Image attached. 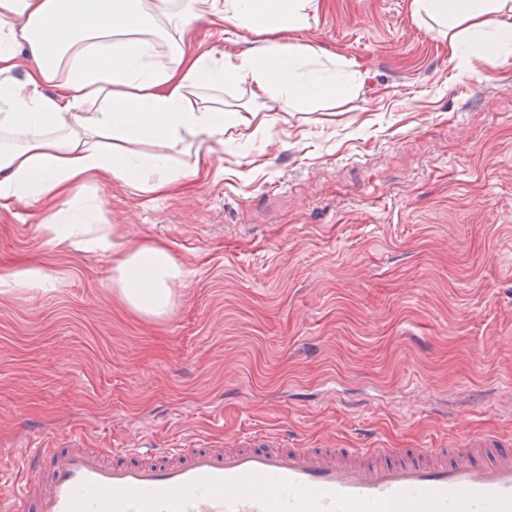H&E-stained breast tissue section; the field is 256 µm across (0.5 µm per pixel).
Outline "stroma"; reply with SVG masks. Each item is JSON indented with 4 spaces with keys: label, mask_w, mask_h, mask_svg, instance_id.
<instances>
[{
    "label": "stroma",
    "mask_w": 512,
    "mask_h": 512,
    "mask_svg": "<svg viewBox=\"0 0 512 512\" xmlns=\"http://www.w3.org/2000/svg\"><path fill=\"white\" fill-rule=\"evenodd\" d=\"M298 38L366 72L355 98L276 104L180 195L79 194L189 269L164 315L0 208V274L49 277L0 293V449L512 439V59H450L410 0H324ZM48 284L47 276L36 263L23 264L0 275V293H9L21 288H46Z\"/></svg>",
    "instance_id": "1"
}]
</instances>
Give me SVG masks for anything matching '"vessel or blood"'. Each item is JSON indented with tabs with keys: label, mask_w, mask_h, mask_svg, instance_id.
I'll list each match as a JSON object with an SVG mask.
<instances>
[{
	"label": "vessel or blood",
	"mask_w": 512,
	"mask_h": 512,
	"mask_svg": "<svg viewBox=\"0 0 512 512\" xmlns=\"http://www.w3.org/2000/svg\"><path fill=\"white\" fill-rule=\"evenodd\" d=\"M0 512H512V447L26 448Z\"/></svg>",
	"instance_id": "b4317fda"
}]
</instances>
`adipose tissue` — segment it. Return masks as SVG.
Instances as JSON below:
<instances>
[{
	"instance_id": "ef3b65f1",
	"label": "adipose tissue",
	"mask_w": 512,
	"mask_h": 512,
	"mask_svg": "<svg viewBox=\"0 0 512 512\" xmlns=\"http://www.w3.org/2000/svg\"><path fill=\"white\" fill-rule=\"evenodd\" d=\"M321 0H0V207L41 212L53 241L107 255L112 286L134 312L162 316L185 272L161 242L94 234L89 183L173 196L209 171L225 133L254 143L268 100L304 111L343 105L362 75L336 53L300 42ZM452 58H512V0H412ZM224 31L225 52L189 48L197 21ZM255 34L240 48V31ZM250 85L253 106L217 91ZM194 149L192 165L174 155Z\"/></svg>"
}]
</instances>
